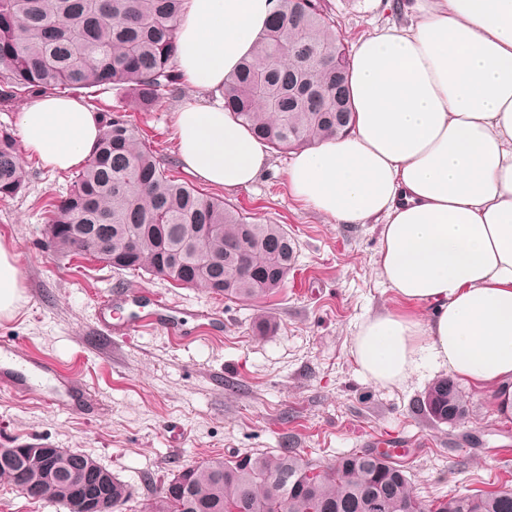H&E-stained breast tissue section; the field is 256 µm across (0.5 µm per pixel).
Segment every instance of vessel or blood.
Wrapping results in <instances>:
<instances>
[{"label":"vessel or blood","mask_w":512,"mask_h":512,"mask_svg":"<svg viewBox=\"0 0 512 512\" xmlns=\"http://www.w3.org/2000/svg\"><path fill=\"white\" fill-rule=\"evenodd\" d=\"M155 313L136 322L137 328H159L175 341L181 340L182 333L178 320L172 314V305L162 296L155 297ZM6 359V366H0V387H6L23 394L29 390L25 369H32L40 374L55 379L60 389L45 398L48 406L60 405L62 399L74 398L84 393L85 388L75 377L61 371L54 363L34 355H23L17 350L13 341L0 339V359Z\"/></svg>","instance_id":"obj_1"}]
</instances>
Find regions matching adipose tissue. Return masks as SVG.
I'll list each match as a JSON object with an SVG mask.
<instances>
[{
    "instance_id": "ef3b65f1",
    "label": "adipose tissue",
    "mask_w": 512,
    "mask_h": 512,
    "mask_svg": "<svg viewBox=\"0 0 512 512\" xmlns=\"http://www.w3.org/2000/svg\"><path fill=\"white\" fill-rule=\"evenodd\" d=\"M275 0H186L176 62L196 88L174 114L177 157L227 190L269 165L264 143L208 99L251 54ZM360 37L345 136L298 152L291 194L335 224L381 225L378 275L402 301L369 317L352 354L369 380L427 367L489 390L512 418V0H415ZM21 148L53 170L85 164L100 118L44 95L19 114Z\"/></svg>"
}]
</instances>
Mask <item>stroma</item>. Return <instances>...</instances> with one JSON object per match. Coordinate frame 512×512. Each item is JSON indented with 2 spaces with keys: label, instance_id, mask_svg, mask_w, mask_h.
Segmentation results:
<instances>
[{
  "label": "stroma",
  "instance_id": "stroma-1",
  "mask_svg": "<svg viewBox=\"0 0 512 512\" xmlns=\"http://www.w3.org/2000/svg\"><path fill=\"white\" fill-rule=\"evenodd\" d=\"M321 3L350 47L375 26L401 20L410 0ZM193 93L183 86L158 111L132 115L140 135L157 142L172 176L187 183L192 177L176 158L173 114ZM292 158L271 152L247 188L195 183L199 192L284 225L296 244L297 267L284 288L266 299L230 301L57 252L48 243L47 205L71 190L74 173L21 155L24 186L0 199V246L20 271L24 300L12 316L0 317V336L21 353L54 360L84 384L91 402L46 407L43 399L57 383L38 376L27 397L0 391V448L44 443L91 456L132 489L118 512H149L159 476L206 458L288 445L327 465L370 448L377 435L403 442L407 453L399 462L422 501L512 488V421L496 417L488 391L459 381L469 413L439 424L422 405L438 372L397 386L361 373L351 355L359 326L402 307L375 269L381 225L334 224L296 200L286 175ZM115 290L125 300L100 322L97 299ZM156 292L173 303L184 342L158 330L117 333L118 325L149 312L144 299ZM261 315L274 327L266 336L254 331Z\"/></svg>",
  "mask_w": 512,
  "mask_h": 512
}]
</instances>
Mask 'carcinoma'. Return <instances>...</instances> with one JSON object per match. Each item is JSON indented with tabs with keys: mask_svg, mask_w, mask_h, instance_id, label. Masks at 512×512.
Instances as JSON below:
<instances>
[{
	"mask_svg": "<svg viewBox=\"0 0 512 512\" xmlns=\"http://www.w3.org/2000/svg\"><path fill=\"white\" fill-rule=\"evenodd\" d=\"M185 0H0V101L21 95L117 91L125 106L102 114V134L69 195L52 204L47 223L107 224L119 244L138 231L129 261L94 258L116 270L162 273L179 257L173 284L203 287L226 299L273 294L288 277L295 242L282 224L254 220L224 201L179 182L161 165L154 142L139 137L131 112H153L180 90L176 21ZM348 50L320 0H277L274 16L252 56L226 79L224 109L257 139L281 151L338 138L354 123ZM24 184L13 137L0 132V198ZM216 224L219 233L183 247L187 225ZM249 246L250 272L226 284L222 263L197 278V250L224 254ZM424 409L438 423L448 410L466 411L461 392L448 395V378L428 390ZM23 470L24 460L3 454L0 472ZM106 512L129 498L115 477L104 485ZM151 512H512V489L464 494L425 503L410 491L401 466L371 451L350 453L322 466L296 448L244 452L203 460L160 483Z\"/></svg>",
	"mask_w": 512,
	"mask_h": 512,
	"instance_id": "obj_1",
	"label": "carcinoma"
}]
</instances>
